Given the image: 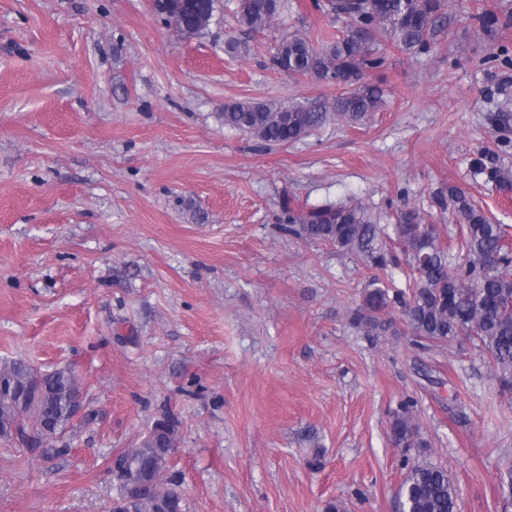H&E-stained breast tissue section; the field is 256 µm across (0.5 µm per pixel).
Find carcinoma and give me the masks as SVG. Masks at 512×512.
<instances>
[{"instance_id":"carcinoma-1","label":"carcinoma","mask_w":512,"mask_h":512,"mask_svg":"<svg viewBox=\"0 0 512 512\" xmlns=\"http://www.w3.org/2000/svg\"><path fill=\"white\" fill-rule=\"evenodd\" d=\"M314 9L346 20L347 29L336 39L314 44L294 32L281 39L273 65L290 75L309 77L339 90L322 109L300 102L235 100L224 103V126L240 130L268 146H282L308 136L328 119L361 124L384 103L379 86L365 81L376 68L377 36L389 37L406 53L430 50L433 26L448 0H312ZM218 0H184L180 12L168 10V0H157V12L179 35L193 37L206 30ZM280 0H238L237 18L249 31L261 32L279 15ZM474 174L485 175L498 193L512 195V171L498 166L495 157L478 162ZM437 203L454 212L460 226L459 256L452 261L434 224L423 223L416 210L397 216L395 231L412 270L408 291H389L380 278L372 279L363 304L351 316L352 324L369 336H385L390 322L379 313L398 307L413 336L444 344L456 336L476 339L488 354L502 393H512V227L498 224L460 187H448ZM288 232L313 242H329L374 267L392 261L383 225L358 203L326 202L313 207H288ZM9 390L0 393V438L29 437L48 444L66 430L74 417L73 399L79 393L69 368L41 373L22 360L0 363V379ZM391 432L396 445L427 448L405 402L394 415ZM177 447V428L158 422L150 435L117 458L119 483L149 482L154 492L137 499H118L115 512H160L171 498L163 475L171 450ZM503 508L512 506V464L500 472ZM399 512H457V494L448 471L431 462L413 464L398 492Z\"/></svg>"}]
</instances>
